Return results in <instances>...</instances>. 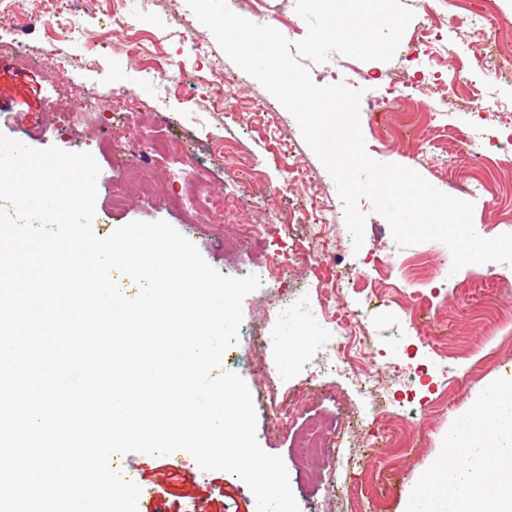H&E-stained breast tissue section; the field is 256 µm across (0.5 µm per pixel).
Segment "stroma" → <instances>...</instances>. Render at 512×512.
I'll return each instance as SVG.
<instances>
[{"instance_id": "obj_1", "label": "stroma", "mask_w": 512, "mask_h": 512, "mask_svg": "<svg viewBox=\"0 0 512 512\" xmlns=\"http://www.w3.org/2000/svg\"><path fill=\"white\" fill-rule=\"evenodd\" d=\"M111 5L112 0H100L81 13L77 23L83 34L67 42L60 30L30 24L39 0H16L11 15L0 19V43L22 42L29 63L22 67L10 54L0 55V133L36 149L92 153L101 169L93 222L98 236H107L115 225L163 220L222 274L255 275L272 261L306 270L301 281L285 274L262 280L245 297L241 327L263 341L248 346L241 357L224 355L222 367L247 383L257 412V440L264 451L282 457L299 512H404L408 493L446 448L449 432L466 429L486 382L505 377L512 366V335L495 332L501 318L512 313V300L498 290L499 276L512 278V266L489 262L454 272L435 258L440 242L396 249L388 223L364 200L360 255L395 266L409 261L415 273L393 274L399 293L375 304L359 302L358 289L371 285L362 266L350 271L351 287L331 290L310 268L322 242L341 254L352 238L335 183L295 118L283 108L273 117L256 113L253 101L269 100V93L229 60L224 72L234 78L233 90L215 99L206 53L218 44L186 0H127L128 21L117 30L103 14ZM136 40L157 44V53L130 61L124 47ZM62 46L82 58V68L58 71L56 51ZM480 54L464 32L448 30L438 64L445 78L465 76L464 89L449 93L439 106L428 90L407 91L379 124L364 119L360 125L370 156L412 168L440 191L452 181L483 177L487 201L475 203L473 221L485 237L494 238L512 233V167L477 172L452 137L453 131L471 127L468 98L512 106V81L490 78L476 63ZM400 63L397 57L362 61L335 53L326 63L310 64L309 71H335L337 82L371 93L396 77ZM122 89L131 97L123 110H113V96ZM157 126L167 149L151 160L154 184L132 189L123 206H114L115 154L125 147L147 148ZM245 162L255 173L254 183L237 177ZM293 168L310 172V179L292 178ZM199 175L212 193L223 196L224 224L206 223L190 205L187 189ZM292 198L334 207L324 238L315 237L307 214L289 213ZM234 224L263 225L262 247L236 244ZM298 288L304 292L300 303L288 306L289 293ZM325 300L338 310L362 311L367 341L357 356L381 381L372 413H364L350 379L328 375L323 391L309 390L288 359L296 331L309 343L308 358L312 341L330 335L319 314ZM300 389L305 398L293 419L267 415L268 391L283 396ZM312 422L320 424L328 441L344 431L341 464L351 479L336 474L334 460L309 463L297 455ZM181 460L177 480L162 477L163 456L143 453L136 460L150 482L162 485L158 500L165 512H253L254 496L241 479L203 471L187 453Z\"/></svg>"}]
</instances>
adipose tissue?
<instances>
[{
  "instance_id": "1",
  "label": "adipose tissue",
  "mask_w": 512,
  "mask_h": 512,
  "mask_svg": "<svg viewBox=\"0 0 512 512\" xmlns=\"http://www.w3.org/2000/svg\"><path fill=\"white\" fill-rule=\"evenodd\" d=\"M405 512H512V380L485 385L467 429L435 458Z\"/></svg>"
}]
</instances>
